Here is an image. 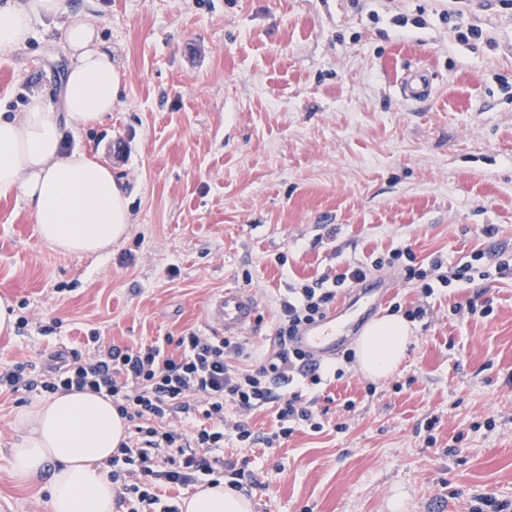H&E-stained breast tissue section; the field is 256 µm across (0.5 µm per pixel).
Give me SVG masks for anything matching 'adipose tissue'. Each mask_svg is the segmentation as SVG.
<instances>
[{"instance_id": "1", "label": "adipose tissue", "mask_w": 512, "mask_h": 512, "mask_svg": "<svg viewBox=\"0 0 512 512\" xmlns=\"http://www.w3.org/2000/svg\"><path fill=\"white\" fill-rule=\"evenodd\" d=\"M64 17L65 45L72 57L64 91V117L49 112L41 97L25 112L0 114V196L16 195L33 209L40 240L73 255L103 254L125 237L132 222L124 188L111 169L80 151H65L60 120L72 129L103 121L121 89V76L99 47L92 14H66L63 0H18L0 9V50L26 44L34 20ZM409 321L387 315L370 322L358 340L365 375L381 380L403 361ZM23 433L11 451L14 476L36 481L47 464L55 469L47 512H114L116 487L104 465L128 437L127 422L111 397L90 391L59 392L17 416ZM183 512H251L249 502L229 487H198Z\"/></svg>"}]
</instances>
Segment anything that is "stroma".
<instances>
[{"label":"stroma","mask_w":512,"mask_h":512,"mask_svg":"<svg viewBox=\"0 0 512 512\" xmlns=\"http://www.w3.org/2000/svg\"><path fill=\"white\" fill-rule=\"evenodd\" d=\"M65 5L95 16L122 76L111 115L67 143L124 182L134 224L107 254L78 258L40 241L24 199L0 198V297L28 321L0 335V361L40 366L94 331L121 347L216 336L210 302L242 288L260 299L240 335L253 369L276 352L277 304L298 282L407 245L422 266L512 259V9L500 0H465L454 25L448 0ZM476 19L486 37L459 41L455 25ZM70 64L61 19L35 22L26 47L0 51V113L33 94L62 111ZM417 67L435 93L403 103L395 83ZM382 273L397 282L392 301L427 310L405 359L383 380L337 357L322 363L324 385L294 381L304 398L330 397L343 432L301 429L269 451L225 441V461L251 459L252 512L512 500V280L438 285L427 298L401 265ZM476 297L490 316L456 313ZM38 400L0 396V512H45L44 485L10 466L16 416Z\"/></svg>","instance_id":"35a3bbf8"}]
</instances>
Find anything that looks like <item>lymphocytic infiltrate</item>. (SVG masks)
I'll return each mask as SVG.
<instances>
[{
  "label": "lymphocytic infiltrate",
  "instance_id": "1",
  "mask_svg": "<svg viewBox=\"0 0 512 512\" xmlns=\"http://www.w3.org/2000/svg\"><path fill=\"white\" fill-rule=\"evenodd\" d=\"M411 248L391 251L367 262L349 264L342 273L322 276L290 288L277 311L278 350L258 369L239 368L246 348L240 340L190 332L160 336L149 342L120 347L101 342L90 334L84 348L71 349L69 360L40 374H32L21 362L0 364V394L21 391L51 395L60 391L106 393L129 424L127 441L121 442L104 469L120 487L126 512H179L171 490L186 489L206 481L217 486L243 487L244 469L224 460V438L232 436L242 447L255 438L243 417L272 406L274 429L264 436L266 448L280 447L303 426L319 432L325 427L324 412L301 394H279L275 383L308 377L321 385V366L307 361L292 338L298 329L323 317L338 293L363 281L373 272L403 261L407 280L421 283L424 295L434 288L428 272L439 283H474L497 275L512 277V264L501 261L494 272H481L472 263L444 264L436 259L430 269L412 263ZM236 411L238 420L227 418Z\"/></svg>",
  "mask_w": 512,
  "mask_h": 512
}]
</instances>
